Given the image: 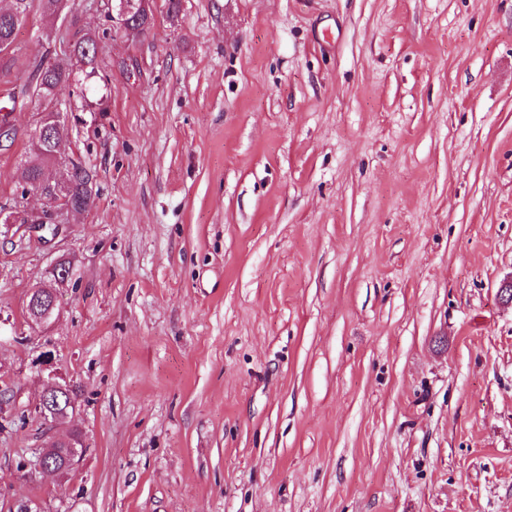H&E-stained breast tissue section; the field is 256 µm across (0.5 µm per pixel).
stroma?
Listing matches in <instances>:
<instances>
[{
  "label": "stroma",
  "instance_id": "35a3bbf8",
  "mask_svg": "<svg viewBox=\"0 0 512 512\" xmlns=\"http://www.w3.org/2000/svg\"><path fill=\"white\" fill-rule=\"evenodd\" d=\"M69 7L0 70V207L55 108L95 192L56 234L0 223V512H512V0H154L88 102L6 99L109 25ZM76 429L67 477L18 468ZM57 296L54 294L48 302H45L38 292L34 289L30 292L26 302V310L32 314L33 324H47L55 315ZM46 392L38 402L39 409L47 419L57 420L64 414L67 416L76 410V402L73 397V387L70 383L51 382ZM51 393L49 396L48 394Z\"/></svg>",
  "mask_w": 512,
  "mask_h": 512
}]
</instances>
